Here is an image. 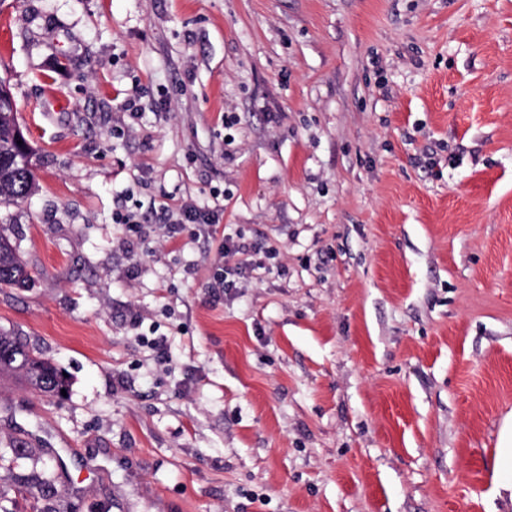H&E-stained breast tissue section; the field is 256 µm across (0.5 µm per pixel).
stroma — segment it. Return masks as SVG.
<instances>
[{"label":"stroma","instance_id":"1","mask_svg":"<svg viewBox=\"0 0 512 512\" xmlns=\"http://www.w3.org/2000/svg\"><path fill=\"white\" fill-rule=\"evenodd\" d=\"M0 77L35 180L0 333L70 379L0 378V505L512 512V0H0ZM185 202L223 219L175 245ZM236 233L274 256L226 296ZM498 450V467L503 484L509 488L511 486L512 490V413L504 418ZM40 463V467L38 464ZM53 467L51 462H36L32 467V470L27 474H20L17 478V482L20 489L26 491L37 490L44 494L50 492L51 486L48 479L49 471Z\"/></svg>","mask_w":512,"mask_h":512}]
</instances>
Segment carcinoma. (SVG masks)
Listing matches in <instances>:
<instances>
[{"label": "carcinoma", "instance_id": "cac0c4a2", "mask_svg": "<svg viewBox=\"0 0 512 512\" xmlns=\"http://www.w3.org/2000/svg\"><path fill=\"white\" fill-rule=\"evenodd\" d=\"M19 128L15 110L0 112V202H14L28 197L35 188L31 162L21 163L30 157L14 141L13 133ZM30 278L10 240L0 234V286H16ZM18 372L34 390L51 398H62L61 390L69 388L68 378L53 361L30 347L17 336L0 334V375ZM50 462L33 466L27 474L17 478L20 489L50 491L48 479Z\"/></svg>", "mask_w": 512, "mask_h": 512}]
</instances>
